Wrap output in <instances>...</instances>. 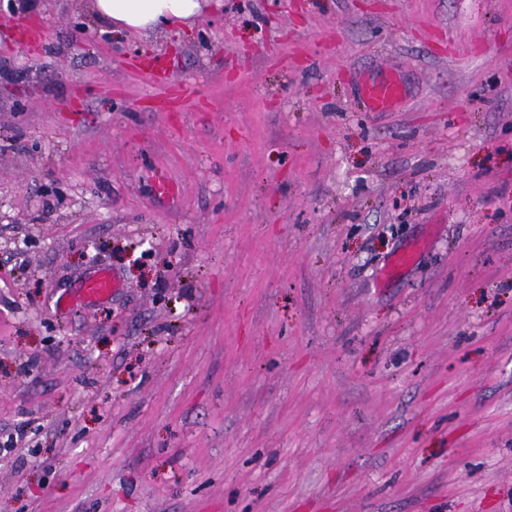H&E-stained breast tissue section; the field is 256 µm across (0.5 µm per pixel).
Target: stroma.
Returning <instances> with one entry per match:
<instances>
[{"mask_svg": "<svg viewBox=\"0 0 512 512\" xmlns=\"http://www.w3.org/2000/svg\"><path fill=\"white\" fill-rule=\"evenodd\" d=\"M11 435L0 512H512V0H0ZM202 0H92L93 12L117 31L139 32L194 19ZM359 95L370 112L392 109L404 98V89L396 74L382 78H365L359 83ZM118 288V283L105 270H99L88 276L83 283V292L94 299H103L112 295V289Z\"/></svg>", "mask_w": 512, "mask_h": 512, "instance_id": "obj_1", "label": "stroma"}]
</instances>
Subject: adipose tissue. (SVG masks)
<instances>
[{"label": "adipose tissue", "instance_id": "ef3b65f1", "mask_svg": "<svg viewBox=\"0 0 512 512\" xmlns=\"http://www.w3.org/2000/svg\"><path fill=\"white\" fill-rule=\"evenodd\" d=\"M94 13L116 30L139 32L198 16L201 0H92Z\"/></svg>", "mask_w": 512, "mask_h": 512}]
</instances>
